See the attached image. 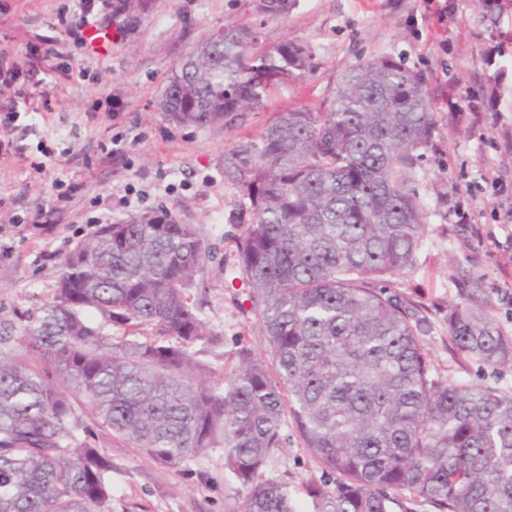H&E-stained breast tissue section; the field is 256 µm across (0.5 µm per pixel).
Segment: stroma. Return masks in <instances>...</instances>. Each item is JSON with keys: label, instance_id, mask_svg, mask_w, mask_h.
Listing matches in <instances>:
<instances>
[{"label": "stroma", "instance_id": "obj_1", "mask_svg": "<svg viewBox=\"0 0 512 512\" xmlns=\"http://www.w3.org/2000/svg\"><path fill=\"white\" fill-rule=\"evenodd\" d=\"M257 0H153L137 21L116 28L101 0H0V49L26 70L39 40L56 42L57 64L72 80L55 81L50 68L16 82L0 103L26 110L12 137L25 160L0 155V323L18 322L46 299L62 256L87 239L98 220L123 224L168 211L203 229L209 261L191 289L210 331L222 344L201 359L212 380L223 379L241 347L263 353L265 341L237 262L242 223L233 219L241 193L224 180V154L260 133L275 112L317 108L329 100L341 69L377 55L420 72L434 99L433 145L419 170L425 230L411 266L390 278V295L425 319L422 338L433 370L448 384H479L512 395V362L490 367L454 348L448 310L477 286L490 298L489 315L512 335V48L495 98L484 86L481 54L512 32V10L484 22L476 0H297L288 16L261 19ZM71 24L57 25L58 13ZM116 30L109 53L97 54L73 31L82 18ZM262 23L265 45L299 39L317 68L306 79L281 84L265 109L240 125L180 126L158 108L172 65L227 24ZM467 96L493 118L474 122L448 109L449 95ZM469 213L458 223L456 211ZM98 448L112 460V512H241L247 495L224 471V451L213 448L190 469H170L96 430ZM267 478L299 491L319 477L300 438L277 449Z\"/></svg>", "mask_w": 512, "mask_h": 512}]
</instances>
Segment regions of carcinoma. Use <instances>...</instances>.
Here are the masks:
<instances>
[{"label":"carcinoma","mask_w":512,"mask_h":512,"mask_svg":"<svg viewBox=\"0 0 512 512\" xmlns=\"http://www.w3.org/2000/svg\"><path fill=\"white\" fill-rule=\"evenodd\" d=\"M151 4L112 0V19ZM478 6L494 23L512 0ZM313 70L304 41L266 47L260 28L228 24L172 66L159 108L181 126H227ZM432 104L420 73L374 56L342 69L328 106L276 112L224 154L249 215L238 261L266 347L240 349L221 383L196 347L222 337L188 294L209 259L200 225L150 212L67 253L52 296L21 327L0 325V512H112V459L81 426L82 405L164 468L224 449L242 512H299L264 474L290 428L322 470L303 486L313 512H395L400 493L438 512H512V396L444 382L423 320L372 287L403 273L423 236ZM485 305L451 308L449 339L486 365L512 362V336Z\"/></svg>","instance_id":"cac0c4a2"}]
</instances>
